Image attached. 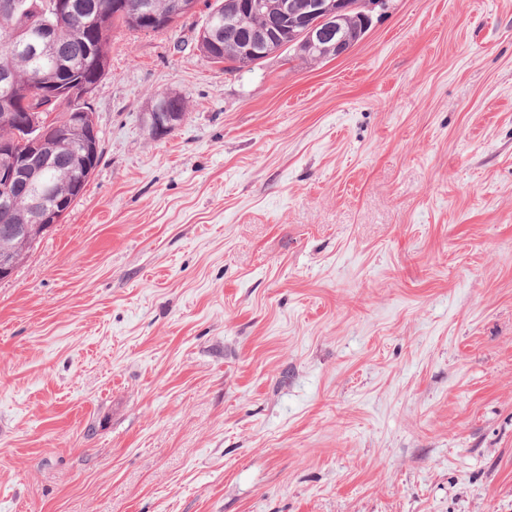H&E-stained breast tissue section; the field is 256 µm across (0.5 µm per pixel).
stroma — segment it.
<instances>
[{
    "label": "stroma",
    "mask_w": 512,
    "mask_h": 512,
    "mask_svg": "<svg viewBox=\"0 0 512 512\" xmlns=\"http://www.w3.org/2000/svg\"><path fill=\"white\" fill-rule=\"evenodd\" d=\"M206 12L113 31L100 163L0 283V512H512V0L232 74ZM178 98L184 112L187 110L185 98L176 93L164 94V102L154 110L147 112V125L155 136H165L174 131L184 120L185 113L177 105Z\"/></svg>",
    "instance_id": "obj_1"
}]
</instances>
